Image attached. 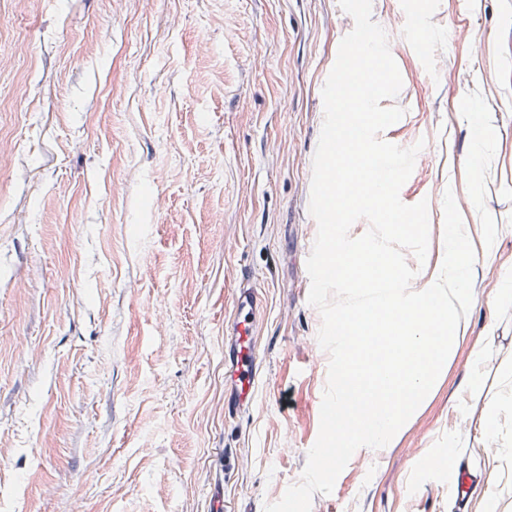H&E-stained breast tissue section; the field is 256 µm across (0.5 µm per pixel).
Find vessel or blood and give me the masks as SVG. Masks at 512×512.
Wrapping results in <instances>:
<instances>
[{
	"mask_svg": "<svg viewBox=\"0 0 512 512\" xmlns=\"http://www.w3.org/2000/svg\"><path fill=\"white\" fill-rule=\"evenodd\" d=\"M259 302L257 290L250 277H242L237 296V319L232 326L231 341L224 347V365L232 388L227 400L228 415H245L255 397L259 384L258 354L253 343Z\"/></svg>",
	"mask_w": 512,
	"mask_h": 512,
	"instance_id": "vessel-or-blood-1",
	"label": "vessel or blood"
}]
</instances>
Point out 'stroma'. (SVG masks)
Segmentation results:
<instances>
[{
	"label": "stroma",
	"mask_w": 512,
	"mask_h": 512,
	"mask_svg": "<svg viewBox=\"0 0 512 512\" xmlns=\"http://www.w3.org/2000/svg\"><path fill=\"white\" fill-rule=\"evenodd\" d=\"M372 0L403 86L381 134L424 152L430 275L453 192L475 249L467 337L380 453L311 512H464L454 409L512 384V0ZM481 52L457 40L461 27ZM353 18L338 0H0V512H264L301 478L328 354L304 253L322 88ZM486 130L477 138L476 127ZM259 292L251 415L224 416V329ZM495 360L472 383L474 344Z\"/></svg>",
	"instance_id": "35a3bbf8"
}]
</instances>
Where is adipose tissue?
I'll return each mask as SVG.
<instances>
[{"instance_id": "ef3b65f1", "label": "adipose tissue", "mask_w": 512, "mask_h": 512, "mask_svg": "<svg viewBox=\"0 0 512 512\" xmlns=\"http://www.w3.org/2000/svg\"><path fill=\"white\" fill-rule=\"evenodd\" d=\"M456 416L462 420L465 433L479 431L489 443L482 472L470 496L485 504H492L497 476L503 467L512 465V438L501 434L504 423L512 422V386L500 391L498 397L485 408L480 420H473L468 409L463 406L457 407Z\"/></svg>"}]
</instances>
